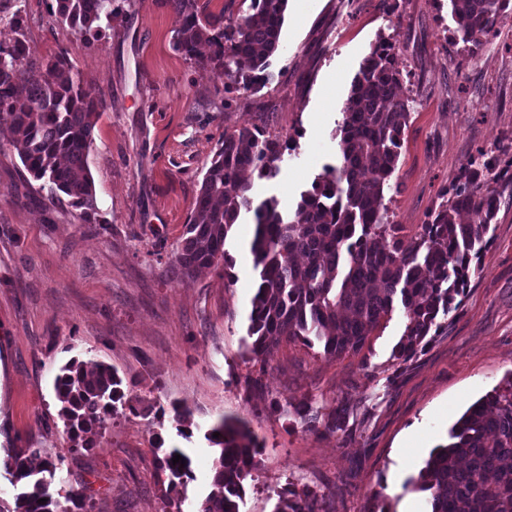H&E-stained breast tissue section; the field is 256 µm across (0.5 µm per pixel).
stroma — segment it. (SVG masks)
Returning a JSON list of instances; mask_svg holds the SVG:
<instances>
[{
    "label": "stroma",
    "instance_id": "stroma-1",
    "mask_svg": "<svg viewBox=\"0 0 512 512\" xmlns=\"http://www.w3.org/2000/svg\"><path fill=\"white\" fill-rule=\"evenodd\" d=\"M181 23L168 0H124L110 28L84 37L45 0H26L31 59L65 52L105 109L88 154L98 207L88 218L65 203L44 208V192L0 132V457L33 439L63 457L68 482H86L95 512H165L169 477L158 461L177 448L194 474L179 489L180 510L199 512L215 454L205 433L228 416L261 444L240 512H274L291 486L325 493L331 512H375L382 499L391 512H425V494L407 480L462 413L512 374V179L496 185L493 241L457 316L401 366L391 359L405 329L397 312L354 356L281 344L262 390L250 389L252 217L226 242L244 279L205 270L183 281L170 264L225 132L256 126L293 141L280 176L254 184L257 199L277 197L289 212L337 165L341 109L381 33L397 35L394 65L411 105L389 215L415 232L477 152L512 144V12L473 57L450 38L448 0H396L390 14L380 0H288L268 81L229 95L222 68L200 72L174 50ZM73 358L111 366L140 406L80 451L52 386ZM273 397L307 399L325 415L346 407L349 429H307L295 412L271 411ZM175 403L191 412V436L179 433ZM412 431L426 449L407 462L399 446Z\"/></svg>",
    "mask_w": 512,
    "mask_h": 512
}]
</instances>
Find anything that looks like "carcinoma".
<instances>
[{
  "mask_svg": "<svg viewBox=\"0 0 512 512\" xmlns=\"http://www.w3.org/2000/svg\"><path fill=\"white\" fill-rule=\"evenodd\" d=\"M23 0H0V13L15 37L0 45V120L8 123L9 144L49 204L63 202L97 211L88 168L92 132L104 108L65 55L45 63L28 58L18 21ZM454 43L476 56L483 38L495 32L512 0H448ZM183 22L173 48L205 71L224 70L226 87L244 92L265 80L268 59L282 45L288 0H251V13L227 23L205 12L199 0H170ZM116 0H52L51 14L74 32L100 34L110 27ZM396 35H380L353 78L336 130L339 164L318 175L286 214L276 198L255 203L254 179L274 180L283 168L288 142L259 128L224 133L206 166L172 272L192 278L202 268L230 278L225 249L245 212L255 217L250 244L258 271L251 299L248 336L252 360L265 364L282 342L318 341L327 356L358 354L370 336L400 311L404 333L391 358L398 365L417 356L448 330V316L461 306L471 275L492 242L491 222L499 207L494 184L499 159L484 151L470 160L453 188L426 223L409 236L389 220L385 196L401 154L410 117L409 99L400 96L401 73L394 67ZM122 379L102 363L73 359L54 379L58 416L76 447L95 438L119 410L139 409L125 398ZM295 413L311 430L330 432L346 424L341 408L322 421L300 400ZM219 436H214V433ZM216 453L211 488L199 512H240L243 481L256 468L260 443L245 425L223 418L207 434ZM177 451L160 460L170 473L165 497L177 506L178 487L193 478L191 459ZM63 460L31 442L3 461L25 491L0 512H93L84 489L59 486ZM412 489L427 493V512H512V376L474 402L435 448ZM46 499L40 504L38 500ZM275 512H324V495L303 488L279 496Z\"/></svg>",
  "mask_w": 512,
  "mask_h": 512,
  "instance_id": "cac0c4a2",
  "label": "carcinoma"
}]
</instances>
